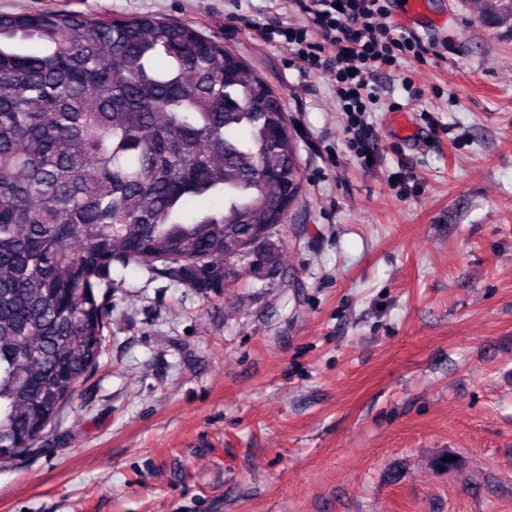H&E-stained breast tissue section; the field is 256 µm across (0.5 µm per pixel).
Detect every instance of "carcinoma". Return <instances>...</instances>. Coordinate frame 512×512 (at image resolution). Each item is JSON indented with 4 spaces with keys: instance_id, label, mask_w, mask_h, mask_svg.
Masks as SVG:
<instances>
[{
    "instance_id": "obj_1",
    "label": "carcinoma",
    "mask_w": 512,
    "mask_h": 512,
    "mask_svg": "<svg viewBox=\"0 0 512 512\" xmlns=\"http://www.w3.org/2000/svg\"><path fill=\"white\" fill-rule=\"evenodd\" d=\"M281 97L222 42L153 16L0 14V462L98 363L112 265L207 293L283 223Z\"/></svg>"
}]
</instances>
